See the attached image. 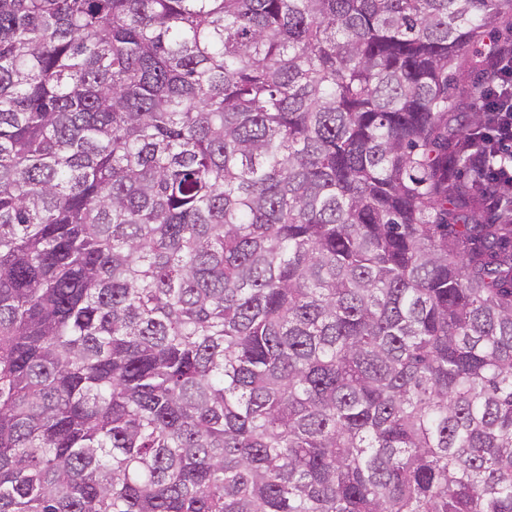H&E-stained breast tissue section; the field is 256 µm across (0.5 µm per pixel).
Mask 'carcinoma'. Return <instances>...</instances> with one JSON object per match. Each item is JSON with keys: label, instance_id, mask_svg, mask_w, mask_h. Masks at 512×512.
I'll return each instance as SVG.
<instances>
[{"label": "carcinoma", "instance_id": "carcinoma-1", "mask_svg": "<svg viewBox=\"0 0 512 512\" xmlns=\"http://www.w3.org/2000/svg\"><path fill=\"white\" fill-rule=\"evenodd\" d=\"M507 15L0 0V512H512ZM494 65L491 81L483 91V120L471 127L461 148L470 158V169L481 179L490 178V205L499 219L512 222V43L489 37ZM490 148V149H489ZM494 150L495 155L489 153ZM480 75L477 71L468 69L467 67L461 70L455 76L451 85L450 94L455 102V107L452 112V124L457 126L464 123L470 112V98L469 91L471 86L480 80Z\"/></svg>", "mask_w": 512, "mask_h": 512}]
</instances>
